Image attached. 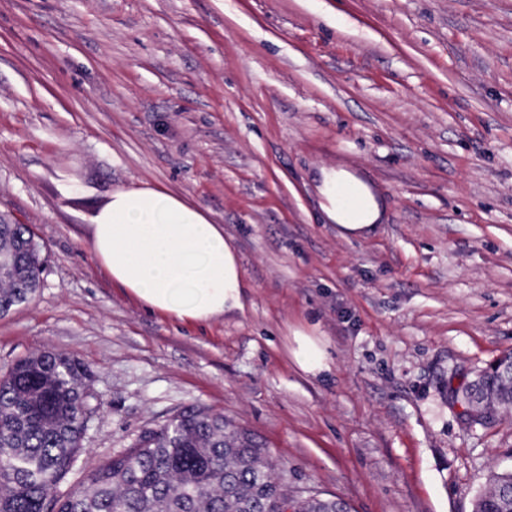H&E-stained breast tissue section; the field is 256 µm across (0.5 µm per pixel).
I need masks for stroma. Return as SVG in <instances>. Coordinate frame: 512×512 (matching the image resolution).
<instances>
[{
  "mask_svg": "<svg viewBox=\"0 0 512 512\" xmlns=\"http://www.w3.org/2000/svg\"><path fill=\"white\" fill-rule=\"evenodd\" d=\"M323 167L369 184L373 231L326 222ZM143 184L223 225L243 311L180 322L113 284L90 217ZM0 222L44 262L0 372L58 352L95 395L63 490L190 408L350 512H473L512 471V406L481 426L450 395L512 352V0H0ZM297 347L293 357L297 365L306 373L316 374L326 369V352L316 341L307 335L295 333Z\"/></svg>",
  "mask_w": 512,
  "mask_h": 512,
  "instance_id": "stroma-1",
  "label": "stroma"
}]
</instances>
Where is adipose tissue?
Masks as SVG:
<instances>
[{
    "instance_id": "obj_1",
    "label": "adipose tissue",
    "mask_w": 512,
    "mask_h": 512,
    "mask_svg": "<svg viewBox=\"0 0 512 512\" xmlns=\"http://www.w3.org/2000/svg\"><path fill=\"white\" fill-rule=\"evenodd\" d=\"M320 207L342 237L370 232L380 218L369 187L347 171L321 169ZM92 251L113 283L151 313L205 324L243 309L238 255L199 206L150 186L118 188L91 218Z\"/></svg>"
}]
</instances>
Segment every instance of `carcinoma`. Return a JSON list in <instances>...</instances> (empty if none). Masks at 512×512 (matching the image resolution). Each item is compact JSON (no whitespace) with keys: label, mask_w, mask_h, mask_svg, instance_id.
Here are the masks:
<instances>
[{"label":"carcinoma","mask_w":512,"mask_h":512,"mask_svg":"<svg viewBox=\"0 0 512 512\" xmlns=\"http://www.w3.org/2000/svg\"><path fill=\"white\" fill-rule=\"evenodd\" d=\"M0 314L40 287L43 262L26 224H0ZM86 368L52 351L15 361L0 376V512H279L285 475L250 434L230 431L205 410L172 417L61 495L83 452L91 400ZM479 512H512L488 489ZM294 512H345L341 501L311 497Z\"/></svg>","instance_id":"cac0c4a2"}]
</instances>
